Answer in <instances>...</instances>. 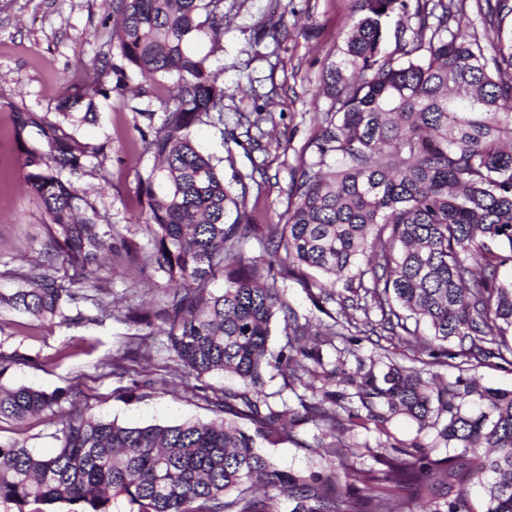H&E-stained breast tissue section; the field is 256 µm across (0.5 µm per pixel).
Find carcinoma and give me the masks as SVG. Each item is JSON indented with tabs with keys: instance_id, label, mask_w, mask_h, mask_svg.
I'll return each instance as SVG.
<instances>
[{
	"instance_id": "cac0c4a2",
	"label": "carcinoma",
	"mask_w": 512,
	"mask_h": 512,
	"mask_svg": "<svg viewBox=\"0 0 512 512\" xmlns=\"http://www.w3.org/2000/svg\"><path fill=\"white\" fill-rule=\"evenodd\" d=\"M359 18L324 66L319 95L331 105L311 142L317 161L292 184L282 224H252L246 201L254 177L224 181L211 156L194 143L192 128L222 121L224 84L207 58L190 51L202 36L219 41L224 0H115L122 65L107 60L108 86L77 87L54 119L14 114L19 131L37 129L43 149L21 168L40 199L48 234L21 285L0 303L60 324L82 320L71 306L90 300L112 316L110 283L96 277L100 257L116 255L148 265L165 279L151 311L124 314L134 326L155 325L167 335L176 366L192 378L193 397L215 414L209 422L127 426L94 407L68 408L71 390L52 393L0 386V421L22 422L45 413L57 426L56 452L40 455L0 440V504L26 512L31 504H67L70 512H273V497L288 496L291 512H407L427 498L429 512H468L467 487L481 485L484 512H512V390L473 379L440 385L394 359L371 364L358 379L344 362L323 369L320 354L302 344L310 335L278 281L294 280L331 322L326 342L377 336L404 341L415 358L446 356L458 366L492 359L512 365V0H475L484 37L466 40L467 0H355ZM395 45L387 48L388 34ZM165 80L175 95L162 102L160 125L140 132L144 150L159 162L137 184L150 248L146 252L99 223L96 206L70 177L90 163L102 167L104 146L81 143L73 128L93 121L98 96L125 97L131 82L146 94ZM87 102L83 115L75 112ZM247 124V142L230 132L233 147L261 148L260 123ZM258 135H251V129ZM335 170L326 174L329 162ZM255 242L261 255L243 256ZM83 275L87 295L61 269ZM311 269L344 280L343 291L311 279ZM224 287L210 288L217 276ZM335 304L331 312L325 305ZM284 323L287 342L269 350L271 326ZM427 326L428 334L409 327ZM457 350L448 353L445 345ZM276 372L283 388L299 383L301 410H279L264 392ZM230 374L242 391L215 389L212 374ZM380 432L398 414L434 428L453 452L441 456L415 440L357 466L345 427L361 415L348 394L328 389L336 377ZM323 385L316 386V380ZM249 420L242 429L224 420ZM288 422L312 423L314 443L333 449L318 470L283 471L261 448L292 438ZM363 485L355 496L351 489Z\"/></svg>"
}]
</instances>
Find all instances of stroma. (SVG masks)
<instances>
[{"label":"stroma","mask_w":512,"mask_h":512,"mask_svg":"<svg viewBox=\"0 0 512 512\" xmlns=\"http://www.w3.org/2000/svg\"><path fill=\"white\" fill-rule=\"evenodd\" d=\"M112 0H0V292L19 287V275L29 269L47 236V218L39 199L26 187L20 162L25 151L40 148L35 130L17 131L13 114L19 110L39 115L54 113L75 85L97 78V58L112 43ZM356 13L354 0H224V31L219 40L203 37L192 50L207 57L224 84L222 124L203 125L195 139L214 158H225L224 137L235 128L239 114L270 112L262 148L246 154L235 148L234 163L225 167V181L251 172L262 164L266 180L251 194L247 211L254 223L275 224L288 207L289 187L314 160L309 148L318 134L322 114L330 106L318 98L322 68L339 60L338 48ZM278 23L288 31L283 42H274L264 30ZM170 96L168 83L148 94L129 88L122 101L96 98V121L76 128V136L90 146L105 145L103 169L87 168L73 182L80 195L93 202L101 223L113 224L128 240L146 245L148 234L136 193L140 176L156 162L146 153L139 132L149 121L143 110L158 109ZM112 283V315L97 319L95 307L80 303L84 319L68 325L38 321L0 306V350L23 354L0 378L5 387L28 386L45 392L58 389H92L96 413L134 426L206 422L213 414L193 398L187 380L177 371L162 330L139 336L134 325L122 322L130 308H141L161 296L163 282L151 268L105 258L98 271ZM139 345L137 359L126 361L125 374L103 376L101 363L120 357L126 348ZM388 351L409 364L406 345L389 342L386 348L363 337L336 351L323 345L319 354L325 367L344 360L348 371L359 362ZM437 382L455 381L458 375L476 379L482 386L512 390V365H485L459 372L453 359L440 358L427 365ZM149 375L157 385L149 396L129 395L138 374ZM55 426L46 414H36L22 424L0 422V439L15 441L41 454L55 448ZM280 469L299 471L325 465V448L299 447L283 442L268 448Z\"/></svg>","instance_id":"35a3bbf8"}]
</instances>
